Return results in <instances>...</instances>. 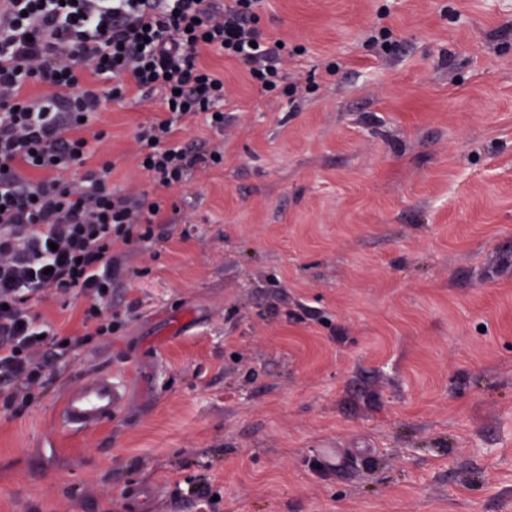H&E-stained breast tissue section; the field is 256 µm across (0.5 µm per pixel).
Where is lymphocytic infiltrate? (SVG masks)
Returning <instances> with one entry per match:
<instances>
[{"instance_id":"1","label":"lymphocytic infiltrate","mask_w":512,"mask_h":512,"mask_svg":"<svg viewBox=\"0 0 512 512\" xmlns=\"http://www.w3.org/2000/svg\"><path fill=\"white\" fill-rule=\"evenodd\" d=\"M259 0H7L0 12V409L20 416L61 374L65 361L123 325L109 309L120 272L116 245L152 243L163 204L112 186V166L93 163L84 135L103 100L158 91L165 118L135 140L151 183L181 184L220 151L175 143L179 124L213 115L223 128L224 79L201 51L242 61L273 88L281 49L258 28ZM91 65L93 80L75 71ZM50 87L24 99L30 84ZM79 176H71L72 168ZM83 298V330L42 320L39 302Z\"/></svg>"}]
</instances>
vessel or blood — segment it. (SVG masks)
Wrapping results in <instances>:
<instances>
[{"label": "vessel or blood", "instance_id": "obj_1", "mask_svg": "<svg viewBox=\"0 0 512 512\" xmlns=\"http://www.w3.org/2000/svg\"><path fill=\"white\" fill-rule=\"evenodd\" d=\"M124 387L108 373L82 379L64 395L58 415L74 432H91L109 423L127 399Z\"/></svg>", "mask_w": 512, "mask_h": 512}]
</instances>
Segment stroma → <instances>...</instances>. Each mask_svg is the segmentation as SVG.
Segmentation results:
<instances>
[{"instance_id": "obj_1", "label": "stroma", "mask_w": 512, "mask_h": 512, "mask_svg": "<svg viewBox=\"0 0 512 512\" xmlns=\"http://www.w3.org/2000/svg\"><path fill=\"white\" fill-rule=\"evenodd\" d=\"M258 16L286 44L278 88L206 54L224 126L177 134L223 164L153 187L134 132L160 96L94 119L113 187L172 222L116 249L125 326L0 410V512H512V0ZM108 371L120 411L66 434L63 392Z\"/></svg>"}]
</instances>
